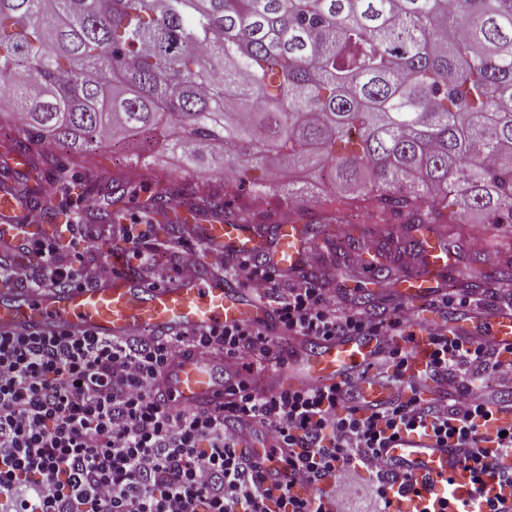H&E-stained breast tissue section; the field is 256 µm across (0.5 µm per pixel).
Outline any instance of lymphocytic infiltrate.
<instances>
[{
    "mask_svg": "<svg viewBox=\"0 0 512 512\" xmlns=\"http://www.w3.org/2000/svg\"><path fill=\"white\" fill-rule=\"evenodd\" d=\"M152 236V225L124 221L111 242L155 284L198 267L200 248L179 238L155 246ZM95 237L75 222L54 238H22V258L0 254V286H95L107 270L93 256ZM223 272L271 310V324L146 329L121 341L0 333V512H355L364 494L370 512H390L393 493L412 485L380 450L401 433L424 430L456 444L486 512H497L483 444L512 450V426L491 424L495 412L512 410V354L440 322L451 304L483 312L496 298L446 294L428 318L403 306L374 314L343 305L325 281L283 280L257 258L236 259ZM422 332L429 352L418 365ZM346 336L377 337L369 367L389 390L385 400L365 403L352 379L296 391L263 382L265 367L295 356L292 341ZM190 352L227 361L241 376L222 408L160 403L164 368ZM251 424L269 444L265 458L240 445V428ZM268 460L285 463L292 484L268 483Z\"/></svg>",
    "mask_w": 512,
    "mask_h": 512,
    "instance_id": "obj_1",
    "label": "lymphocytic infiltrate"
}]
</instances>
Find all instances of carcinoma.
<instances>
[{
  "label": "carcinoma",
  "instance_id": "1",
  "mask_svg": "<svg viewBox=\"0 0 512 512\" xmlns=\"http://www.w3.org/2000/svg\"><path fill=\"white\" fill-rule=\"evenodd\" d=\"M2 79L27 160L138 137L189 169H316L423 233L456 206L512 225V0H0ZM178 200L234 214L190 181L148 209Z\"/></svg>",
  "mask_w": 512,
  "mask_h": 512
}]
</instances>
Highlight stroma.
Instances as JSON below:
<instances>
[{"instance_id": "1", "label": "stroma", "mask_w": 512, "mask_h": 512, "mask_svg": "<svg viewBox=\"0 0 512 512\" xmlns=\"http://www.w3.org/2000/svg\"><path fill=\"white\" fill-rule=\"evenodd\" d=\"M140 151L141 145L136 141L121 147H103L87 155L73 154L54 144L33 147V155L42 158L43 163L37 172L32 173L31 183L45 192L52 182H60L65 196L72 201L71 206L54 208L53 218L38 225L37 236H51L56 225L77 218L96 230L99 236L96 253L104 255L110 243L106 225L96 221L95 210L78 208L77 203L92 198L94 189L104 188L112 179L120 177L129 181L130 192L119 202V210L125 217L136 215L142 222L154 225L155 242L167 241L169 225L158 222L156 216L149 214L144 200L166 186L184 180L186 174L178 159L169 155L152 157L145 164L138 162L136 156ZM236 177L232 170L222 175L202 171L197 173L195 181L205 193L231 186L229 200L232 209L254 223L256 233L265 240L273 238L276 226L284 223L285 219L299 220L301 209L318 214L340 212L344 223L351 226L357 240V251L363 253L367 261L388 266L390 277L385 280L368 277L364 267L344 259L333 245L316 239L308 242L302 274L328 277L337 295L349 302L366 294L380 306L403 304L409 284L407 269L399 264L398 255L402 248L408 247L414 231L410 225L404 224L401 216H391L389 223H382L380 215L373 212L368 202L340 189H325L322 181L314 175L308 178L310 194L301 209L288 199L285 176L272 178L270 189L259 194L247 187L236 189ZM439 230L461 242L460 250L451 254L448 260V273L440 284L441 290L456 287L459 280L469 277L473 271L489 274L502 265L512 263V228L488 223L481 212L466 211L457 215L454 223L440 225Z\"/></svg>"}]
</instances>
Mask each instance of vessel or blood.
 I'll return each instance as SVG.
<instances>
[{"label": "vessel or blood", "mask_w": 512, "mask_h": 512, "mask_svg": "<svg viewBox=\"0 0 512 512\" xmlns=\"http://www.w3.org/2000/svg\"><path fill=\"white\" fill-rule=\"evenodd\" d=\"M28 211L6 189H0V226L21 232ZM206 245L224 252L252 257L258 244L250 225L215 219L202 227ZM305 239L298 225H281L269 263L275 270H298ZM112 274L93 288L62 291L0 289V332L27 330L44 336L90 333L115 341L150 328L168 333L204 330L226 324L267 320L265 308L240 284L224 276L193 272L163 284L142 279L129 265L123 249H106ZM447 263L440 250L429 249L416 272L411 273L410 300L417 301L441 276ZM493 340L512 349V312L487 315ZM377 349L373 336H352L321 341L302 356V370L287 368L270 374L273 385L296 390L309 384L333 386L351 373L363 370ZM235 380L223 361L187 355L162 373L161 392L173 407H219ZM421 491L395 500L394 512H434L447 500L448 512H475L479 496L469 470L458 460L456 449L440 444L432 433H404L386 450Z\"/></svg>", "instance_id": "b4317fda"}]
</instances>
